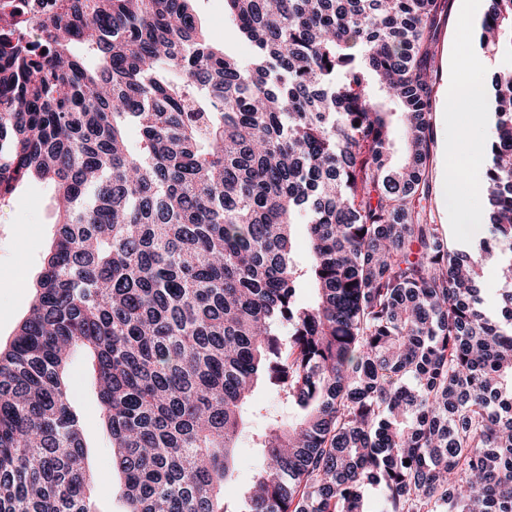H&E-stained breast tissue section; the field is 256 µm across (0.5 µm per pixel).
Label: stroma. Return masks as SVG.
Instances as JSON below:
<instances>
[{"label": "stroma", "instance_id": "obj_1", "mask_svg": "<svg viewBox=\"0 0 512 512\" xmlns=\"http://www.w3.org/2000/svg\"><path fill=\"white\" fill-rule=\"evenodd\" d=\"M197 17L208 36L225 52L246 57L249 45L231 22L224 0H195ZM456 0H447L446 9L431 47L433 55L432 144L427 164L426 206L431 223L441 225L450 245L474 238L476 228L453 223L445 206L444 192L449 160L445 143L455 132L465 130L467 119L456 115L446 121V95L449 63H456L463 77L489 83L503 65L502 59L485 56L478 45L460 30ZM55 231V202L51 186L30 180L13 195L0 200V343H9L33 301L34 284ZM72 404L79 414L88 446L89 467L101 477L96 500L104 512H124L112 475V451L102 425L101 408L92 392L90 373L82 353H73L68 372ZM261 420L250 422L251 430L242 434L235 466L236 480L227 488L231 506L242 503L261 458L250 433L260 428Z\"/></svg>", "mask_w": 512, "mask_h": 512}]
</instances>
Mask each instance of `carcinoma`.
Here are the masks:
<instances>
[{"label":"carcinoma","instance_id":"obj_1","mask_svg":"<svg viewBox=\"0 0 512 512\" xmlns=\"http://www.w3.org/2000/svg\"><path fill=\"white\" fill-rule=\"evenodd\" d=\"M192 2L63 0L24 37L0 0V198L47 181L58 226L0 348V512H99L76 348L125 512H235L248 414L241 512H368V485L381 512H512V280L481 288L512 271V65L461 252L422 205L442 0H225L246 61ZM487 3L478 46L512 60V0ZM255 398L265 408L264 414L275 416L285 424L291 422L298 415V409L283 403L274 393L259 385L255 390ZM263 424L261 419L250 421V431L245 432L240 437L239 448L237 451L236 481L227 488L226 499L232 507L242 505V499L245 491L249 487L250 481L256 469H258L259 460L262 458L257 448H254L251 432L260 428Z\"/></svg>","mask_w":512,"mask_h":512}]
</instances>
